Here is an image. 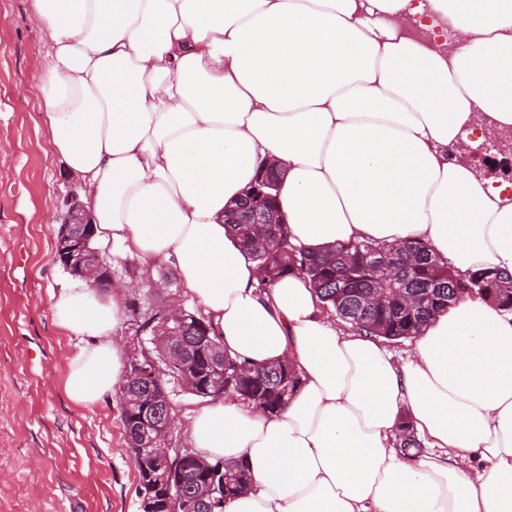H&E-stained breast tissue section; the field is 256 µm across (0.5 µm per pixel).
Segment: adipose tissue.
Instances as JSON below:
<instances>
[{
  "label": "adipose tissue",
  "instance_id": "obj_1",
  "mask_svg": "<svg viewBox=\"0 0 512 512\" xmlns=\"http://www.w3.org/2000/svg\"><path fill=\"white\" fill-rule=\"evenodd\" d=\"M30 23L51 150L97 239L173 263L232 356L302 379L274 418L191 412L186 447L251 472L225 512H512V309L461 295L400 363L302 277L260 288L224 229L273 160L294 245L423 241L512 273V181L469 157L485 132L512 147V0H32ZM51 300L87 340L65 392L97 404L120 314L90 290Z\"/></svg>",
  "mask_w": 512,
  "mask_h": 512
}]
</instances>
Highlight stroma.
<instances>
[{
  "label": "stroma",
  "mask_w": 512,
  "mask_h": 512,
  "mask_svg": "<svg viewBox=\"0 0 512 512\" xmlns=\"http://www.w3.org/2000/svg\"><path fill=\"white\" fill-rule=\"evenodd\" d=\"M31 0H0V512H140L138 478L116 394L79 406L64 390L66 360L81 347L59 334L50 296L78 285L54 260V237L76 185L48 142L30 64L45 51L29 23ZM112 282L101 302L121 314L114 340L137 349V326L155 306L199 303L184 294L173 264L141 262L120 243L101 244Z\"/></svg>",
  "instance_id": "obj_1"
}]
</instances>
